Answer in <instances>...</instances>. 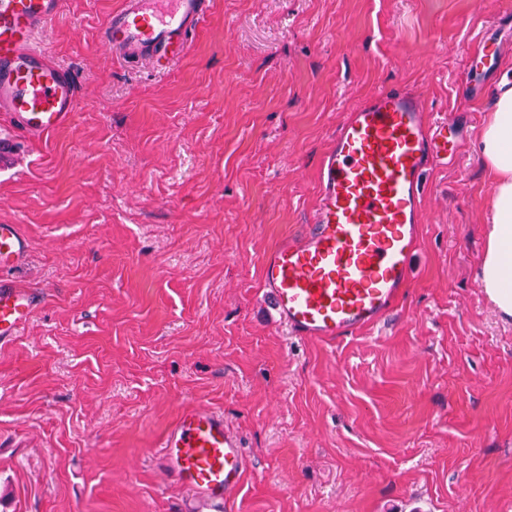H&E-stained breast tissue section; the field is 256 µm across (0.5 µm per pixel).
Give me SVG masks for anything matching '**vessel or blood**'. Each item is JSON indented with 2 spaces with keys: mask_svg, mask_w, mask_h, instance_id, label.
<instances>
[{
  "mask_svg": "<svg viewBox=\"0 0 512 512\" xmlns=\"http://www.w3.org/2000/svg\"><path fill=\"white\" fill-rule=\"evenodd\" d=\"M210 0H123L102 41L125 64L168 70L189 53ZM63 0H0V112L21 132L64 128L77 104L73 71L50 56L40 33ZM500 42L480 36L466 60L474 97H492ZM459 136L429 117L416 96L383 88L353 109L319 161L314 216L260 262L279 323L307 338L346 339L383 323L411 284L422 233L424 176L453 156ZM28 247L19 225L0 224V342L19 336L40 294L9 276ZM160 459L191 495L181 512H219L242 484L248 461L224 416L182 406L158 443Z\"/></svg>",
  "mask_w": 512,
  "mask_h": 512,
  "instance_id": "obj_1",
  "label": "vessel or blood"
}]
</instances>
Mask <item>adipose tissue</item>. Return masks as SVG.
Masks as SVG:
<instances>
[{
  "label": "adipose tissue",
  "instance_id": "adipose-tissue-1",
  "mask_svg": "<svg viewBox=\"0 0 512 512\" xmlns=\"http://www.w3.org/2000/svg\"><path fill=\"white\" fill-rule=\"evenodd\" d=\"M478 154L492 173L493 223L479 268V279L488 298L505 316H512V88L499 92L487 113L478 143Z\"/></svg>",
  "mask_w": 512,
  "mask_h": 512
}]
</instances>
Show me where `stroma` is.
<instances>
[{
	"label": "stroma",
	"instance_id": "obj_1",
	"mask_svg": "<svg viewBox=\"0 0 512 512\" xmlns=\"http://www.w3.org/2000/svg\"><path fill=\"white\" fill-rule=\"evenodd\" d=\"M121 3L65 0L42 36L78 78L68 126L35 141L0 114V224L45 297L0 345V512H177L155 450L184 404L243 440L228 512H512V318L477 278L488 107L462 82L487 16L512 78V0H212L165 74L101 45ZM382 87L460 134L425 177L411 286L382 328L290 335L260 259Z\"/></svg>",
	"mask_w": 512,
	"mask_h": 512
}]
</instances>
